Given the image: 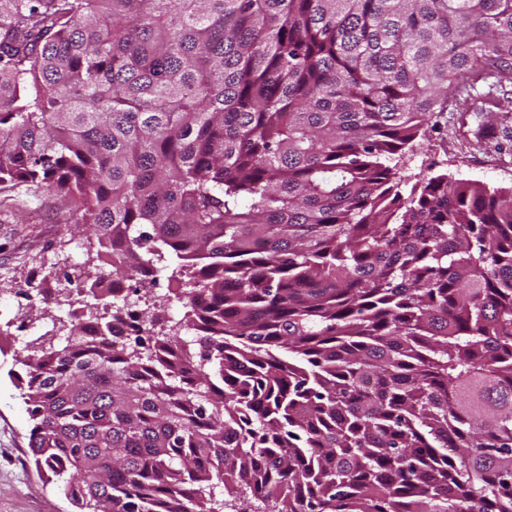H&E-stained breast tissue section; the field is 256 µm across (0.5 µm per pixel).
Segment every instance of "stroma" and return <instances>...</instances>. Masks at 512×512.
Here are the masks:
<instances>
[{
	"label": "stroma",
	"instance_id": "stroma-1",
	"mask_svg": "<svg viewBox=\"0 0 512 512\" xmlns=\"http://www.w3.org/2000/svg\"><path fill=\"white\" fill-rule=\"evenodd\" d=\"M402 193L418 180L446 174L459 180L512 188V112H494L487 122L473 113L448 110L425 125L396 166ZM83 270L86 238L65 224L60 205L28 186L0 191V512H73L69 500L37 470L28 447L31 422L12 376L14 355L24 345L22 321L57 332L64 305L26 300L21 288L58 286V262Z\"/></svg>",
	"mask_w": 512,
	"mask_h": 512
}]
</instances>
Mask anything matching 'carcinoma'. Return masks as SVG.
Instances as JSON below:
<instances>
[{
	"label": "carcinoma",
	"instance_id": "1",
	"mask_svg": "<svg viewBox=\"0 0 512 512\" xmlns=\"http://www.w3.org/2000/svg\"><path fill=\"white\" fill-rule=\"evenodd\" d=\"M489 79L512 0H0V189L188 308L15 356L77 512H512V192L388 165Z\"/></svg>",
	"mask_w": 512,
	"mask_h": 512
}]
</instances>
